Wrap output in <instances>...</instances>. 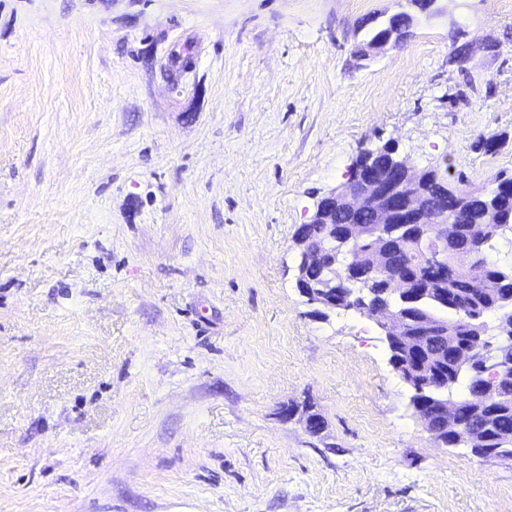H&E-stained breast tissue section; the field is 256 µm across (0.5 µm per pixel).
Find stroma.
Instances as JSON below:
<instances>
[{
    "label": "stroma",
    "instance_id": "35a3bbf8",
    "mask_svg": "<svg viewBox=\"0 0 512 512\" xmlns=\"http://www.w3.org/2000/svg\"><path fill=\"white\" fill-rule=\"evenodd\" d=\"M389 140L512 173V0H0V512H512V459L437 447L376 321L295 286Z\"/></svg>",
    "mask_w": 512,
    "mask_h": 512
}]
</instances>
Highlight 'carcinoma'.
I'll list each match as a JSON object with an SVG mask.
<instances>
[{
  "mask_svg": "<svg viewBox=\"0 0 512 512\" xmlns=\"http://www.w3.org/2000/svg\"><path fill=\"white\" fill-rule=\"evenodd\" d=\"M448 192V209L460 208L465 214L464 224H430L423 238H412L395 227L392 233L391 259L385 267L371 260L372 241L357 245L364 255L357 272V285L350 297L336 304L338 310L363 312L365 299L376 298L388 287V279L398 276L401 287L414 293L408 303L397 302L396 313L404 322L419 321L424 317L445 319L453 327L446 336H421L416 349L390 353L389 361L400 358L405 370L431 373L434 387L425 396L412 394L414 411L439 410L453 404L466 423L468 436L459 440L446 433L434 436L440 448H455L466 444L470 448H494L500 458H512V379L497 383V396L490 405L473 404L475 394L489 384L478 364L488 355L496 358L511 355L512 344L499 343V337L512 336V260L501 258L503 250L512 253V175L504 171L491 180L484 191V201L496 205L503 223L481 224L484 206L470 208L469 198L475 192L463 175L455 183L448 182V173L437 168L430 170L426 189L438 199L441 188ZM348 228L340 220L329 224H304L303 237L323 246L329 259L343 261L347 246L342 237ZM434 248L441 253L448 278L439 280L425 264L427 251ZM326 273L317 266L303 267L296 287L319 288ZM481 327L483 335L470 336L464 324Z\"/></svg>",
  "mask_w": 512,
  "mask_h": 512,
  "instance_id": "1",
  "label": "carcinoma"
}]
</instances>
